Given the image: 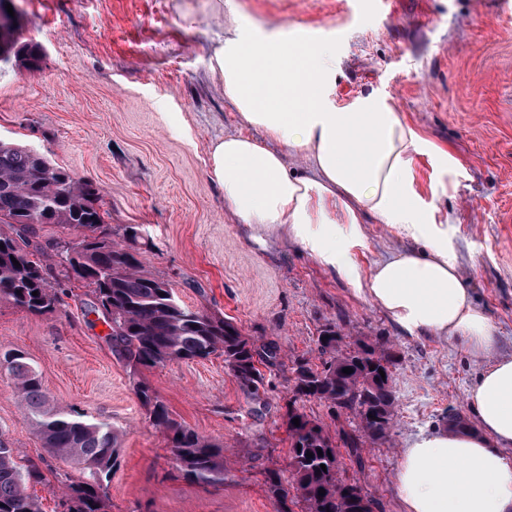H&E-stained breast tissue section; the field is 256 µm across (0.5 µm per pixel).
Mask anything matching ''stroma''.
I'll use <instances>...</instances> for the list:
<instances>
[{"label": "stroma", "instance_id": "1", "mask_svg": "<svg viewBox=\"0 0 512 512\" xmlns=\"http://www.w3.org/2000/svg\"><path fill=\"white\" fill-rule=\"evenodd\" d=\"M21 35L42 51L38 69L0 67V141L32 149L100 191L115 241L138 235L145 271L167 281L192 310L232 321L256 343L280 348L267 368L264 404L239 388L221 355L136 368L119 358L110 327L92 312V289L68 283L62 305L34 315L0 299V355L18 349L62 409L110 423L119 460L104 486L106 512H274L268 470L290 480L283 415L294 361L319 364L316 339L334 323L346 344L397 351L395 426L361 459L341 449L340 474L373 512H401L398 450L472 417L467 392L481 365L452 339L413 338L296 241L250 239L208 168L209 147L248 133L212 75L220 37L307 35L336 45L335 99L375 92L393 104L429 150L415 186L479 307L492 318L500 355L512 356V0H14ZM461 167L452 171L436 149ZM451 158V159H452ZM362 269L415 243L377 222L364 225ZM80 234L39 225L37 258L61 271ZM147 385L173 418L224 450L229 476L202 487L176 469L168 439L136 394ZM0 437L40 463L31 487L57 512L76 466L48 455L0 374Z\"/></svg>", "mask_w": 512, "mask_h": 512}]
</instances>
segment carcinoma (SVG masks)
I'll list each match as a JSON object with an SVG mask.
<instances>
[{
    "label": "carcinoma",
    "mask_w": 512,
    "mask_h": 512,
    "mask_svg": "<svg viewBox=\"0 0 512 512\" xmlns=\"http://www.w3.org/2000/svg\"><path fill=\"white\" fill-rule=\"evenodd\" d=\"M12 61L27 68L41 63L39 46L22 40L16 30L0 38V64ZM98 202L99 190L93 184L74 181L31 149L0 142V224L5 225L0 230V299L33 314L55 311L61 304L59 289L51 285L46 268L33 259L29 238L41 224L79 230L80 249L65 267V277L93 288L94 307L109 323L112 348L119 357L135 366L154 368L220 353L241 390L260 400L268 382L258 365H274L277 344L258 346L231 321L182 306L167 282L142 269L134 247L108 239ZM15 260L19 265L13 264ZM34 291L38 295H32ZM335 335L332 323L319 331L316 346L321 368L306 358L295 360L294 399L324 401L335 414H350L358 420L365 406L388 417L368 427L357 425L338 441L307 414L287 408L293 480L286 484L280 472L267 471V491L275 512H294L298 504L303 505L301 512H363L361 487L336 476L339 445L359 462L362 445L386 441L394 426L395 395L389 381L390 367L398 361L383 368L371 344L360 341L356 351H344L336 346ZM344 368L353 372L346 374ZM0 369L12 381L45 451L71 461L83 473L81 480L67 485L59 503L62 512H104L103 483L116 457L112 427L56 406L22 351L5 354ZM138 396L155 424L167 433L181 472L198 485L223 486L228 474L224 449L174 420L149 387H139ZM294 418L299 419L297 427ZM309 452L310 458L306 457ZM17 458L18 450L0 439V512H41L28 487L43 482V473L37 464L21 465ZM321 489L325 494H319Z\"/></svg>",
    "instance_id": "carcinoma-1"
}]
</instances>
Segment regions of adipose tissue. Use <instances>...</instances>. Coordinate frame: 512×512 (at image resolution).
Instances as JSON below:
<instances>
[{
	"instance_id": "adipose-tissue-1",
	"label": "adipose tissue",
	"mask_w": 512,
	"mask_h": 512,
	"mask_svg": "<svg viewBox=\"0 0 512 512\" xmlns=\"http://www.w3.org/2000/svg\"><path fill=\"white\" fill-rule=\"evenodd\" d=\"M335 48L245 33L220 42L212 72L253 135L209 151L224 209L253 239L292 237L413 337L455 338L483 368L467 393L475 425L418 434L395 474L401 512H512V357L466 285L415 186L424 141L384 99L332 97ZM307 151L304 168L289 150ZM375 220L417 244L362 271V226Z\"/></svg>"
}]
</instances>
